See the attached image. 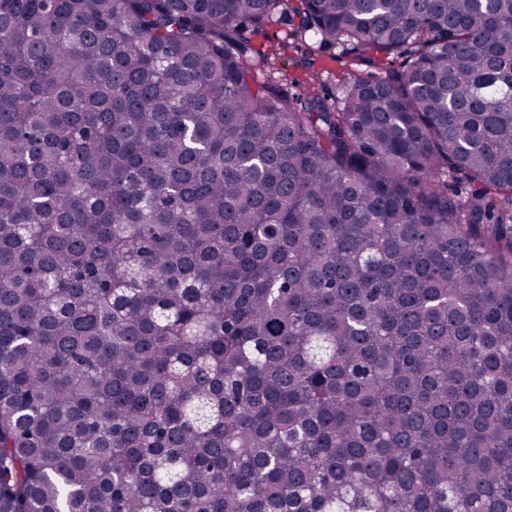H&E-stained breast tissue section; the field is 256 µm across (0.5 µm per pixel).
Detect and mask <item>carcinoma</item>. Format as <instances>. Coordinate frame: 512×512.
Returning <instances> with one entry per match:
<instances>
[{"label": "carcinoma", "instance_id": "obj_1", "mask_svg": "<svg viewBox=\"0 0 512 512\" xmlns=\"http://www.w3.org/2000/svg\"><path fill=\"white\" fill-rule=\"evenodd\" d=\"M0 512H512V0H0ZM290 29L282 25H271L263 32L249 35L253 48L251 59L258 60L270 52V67L260 70L275 80L288 97H297L308 92L328 95L329 100L340 97L341 88L357 77L378 78L384 76L389 67H398L402 58L379 55L363 51L353 45L320 46L315 40L289 35ZM282 74L286 75L281 77ZM285 78V80H284Z\"/></svg>", "mask_w": 512, "mask_h": 512}]
</instances>
